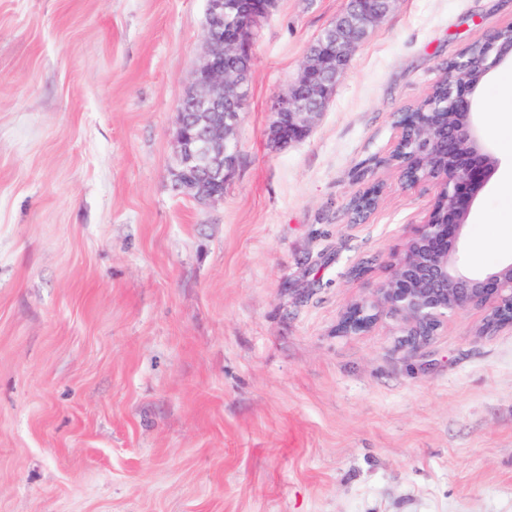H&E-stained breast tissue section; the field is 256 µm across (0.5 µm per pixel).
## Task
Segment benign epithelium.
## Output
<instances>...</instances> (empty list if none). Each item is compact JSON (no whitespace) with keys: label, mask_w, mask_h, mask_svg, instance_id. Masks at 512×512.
Returning <instances> with one entry per match:
<instances>
[{"label":"benign epithelium","mask_w":512,"mask_h":512,"mask_svg":"<svg viewBox=\"0 0 512 512\" xmlns=\"http://www.w3.org/2000/svg\"><path fill=\"white\" fill-rule=\"evenodd\" d=\"M394 2L347 0L343 12L310 46L295 80L272 102L266 131L270 142L284 147L310 134L353 51ZM274 4L275 0H206L205 44L178 107L171 170L174 189L200 204L224 198V185L236 171V131L248 97L254 30ZM486 42L492 52L478 62L477 80L454 79V73L472 61L468 54L448 66L452 120L443 112H432L428 121L414 125L413 113H401L399 136L406 135L410 124L414 133L395 171L404 181L411 172H424V179L437 189L436 198L446 206L432 207L428 218L415 225L402 251L393 256L390 276L372 289L369 298L344 311L339 333L365 332L387 314L401 325V346L416 351L438 333L448 316L468 308L486 311L480 336L512 328V259L478 276L468 273L459 260L472 206L497 167L473 123V97L484 77L512 54V39L502 40L497 31Z\"/></svg>","instance_id":"benign-epithelium-1"}]
</instances>
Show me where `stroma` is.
<instances>
[{
	"label": "stroma",
	"instance_id": "1",
	"mask_svg": "<svg viewBox=\"0 0 512 512\" xmlns=\"http://www.w3.org/2000/svg\"><path fill=\"white\" fill-rule=\"evenodd\" d=\"M344 6L259 23L238 166L201 205L171 169L206 0H0V512H512V329L478 336L470 308L417 351L387 318L336 331L435 195L365 167L512 0H395L311 134L272 148V101ZM496 94L475 271L512 258Z\"/></svg>",
	"mask_w": 512,
	"mask_h": 512
}]
</instances>
